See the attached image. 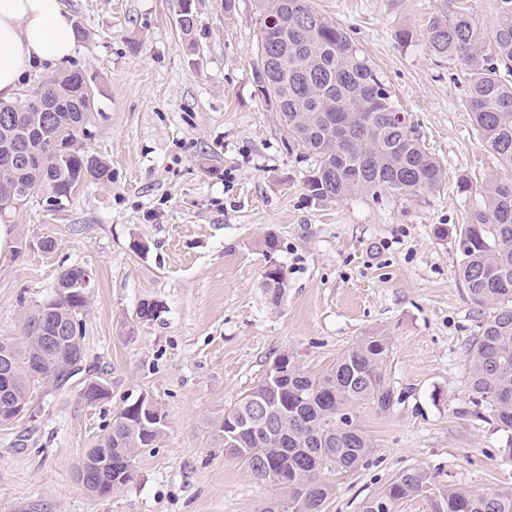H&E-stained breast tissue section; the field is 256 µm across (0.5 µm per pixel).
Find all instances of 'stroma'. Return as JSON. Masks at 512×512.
<instances>
[{"instance_id": "stroma-1", "label": "stroma", "mask_w": 512, "mask_h": 512, "mask_svg": "<svg viewBox=\"0 0 512 512\" xmlns=\"http://www.w3.org/2000/svg\"><path fill=\"white\" fill-rule=\"evenodd\" d=\"M87 36L65 66L99 93L82 146L111 180L79 187L63 208L34 198L10 209L13 248L0 257V339L23 333L60 273L94 275L81 316L85 362L103 372L108 400L78 387L37 394L0 424V512H256L282 490L225 457L213 438L225 407L292 355L319 373L363 336L390 342V410L352 408L374 445L369 466L326 471L324 512H360L395 474L416 466L440 487L512 486L507 434L475 415L466 350L486 318L456 275L455 238L480 203L459 175L512 179L480 144L463 104L467 69L440 60L429 19L466 5L491 38L500 0H310L382 70L445 180L433 193L324 204L306 198L309 162L289 152L279 117L254 93L262 0H197L192 36L178 0H63ZM407 29L415 40L401 46ZM280 240L274 257L261 242ZM55 242L52 253L36 247ZM286 275L280 305L260 286L268 262ZM161 307L139 317L142 302ZM145 395L167 415L137 476L108 497L77 480L87 448L126 399Z\"/></svg>"}]
</instances>
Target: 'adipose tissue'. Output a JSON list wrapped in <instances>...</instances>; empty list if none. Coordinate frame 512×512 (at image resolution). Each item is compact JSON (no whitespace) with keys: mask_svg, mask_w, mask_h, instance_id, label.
<instances>
[{"mask_svg":"<svg viewBox=\"0 0 512 512\" xmlns=\"http://www.w3.org/2000/svg\"><path fill=\"white\" fill-rule=\"evenodd\" d=\"M76 48L63 0H0V98H13L28 68L51 70Z\"/></svg>","mask_w":512,"mask_h":512,"instance_id":"obj_1","label":"adipose tissue"}]
</instances>
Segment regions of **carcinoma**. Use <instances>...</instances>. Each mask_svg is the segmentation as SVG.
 Here are the masks:
<instances>
[{
    "mask_svg": "<svg viewBox=\"0 0 512 512\" xmlns=\"http://www.w3.org/2000/svg\"><path fill=\"white\" fill-rule=\"evenodd\" d=\"M177 23L193 33L198 15L194 0H178ZM261 24L253 79L260 101L285 116L288 147L312 161L303 181L308 198L337 202L353 194L384 192L419 196L436 191L445 170L426 152L400 108L383 73L343 28L316 12L309 0H269ZM424 40L436 57L457 59L468 67L470 112L481 144L500 164L512 168V0H501V13L490 45L470 15L441 13L428 23ZM80 70H61L12 101L0 100V207L40 197L65 206L83 184L112 179L110 167L79 146L81 129L95 109L89 83ZM27 142L41 156L38 168L5 155ZM482 205L474 210L455 242L457 275L469 299L490 313L467 349L472 403L493 411L502 429L512 431V180L489 178L481 186ZM81 267L59 276L53 296L24 327L22 341L0 340L15 357L10 397L30 405L46 387L72 385L85 373L84 361L68 348L46 352L40 336L52 322L73 323L86 307ZM261 287L272 303L283 297L285 273L277 264L264 270ZM43 353L37 374L26 360ZM389 342L366 336L348 347L336 363L314 374L288 360V374L274 392L264 379L224 409L213 438L224 454L244 463L260 480L281 477L282 498L263 503L258 512H323L333 486L321 470L351 471L367 465L373 444L355 425L350 408L370 402L381 411L396 399L385 381ZM267 403L275 423L259 425L247 447L228 446V428L249 416L253 401ZM164 412L146 413L126 401L109 429L86 450L80 466L112 461L107 475L110 495L134 480L136 461L156 447L164 434ZM426 498L429 512H512V489L467 492L439 490L428 472L409 467L379 493L367 498L361 512H398L411 497Z\"/></svg>",
    "mask_w": 512,
    "mask_h": 512,
    "instance_id": "obj_1",
    "label": "carcinoma"
}]
</instances>
